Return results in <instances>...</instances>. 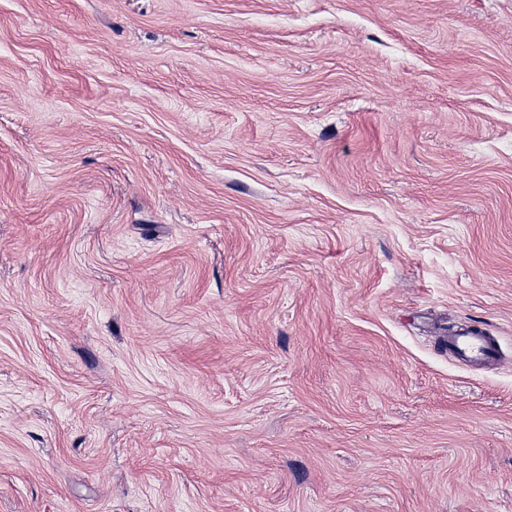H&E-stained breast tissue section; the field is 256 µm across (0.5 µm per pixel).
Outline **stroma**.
<instances>
[{
	"label": "stroma",
	"instance_id": "stroma-1",
	"mask_svg": "<svg viewBox=\"0 0 512 512\" xmlns=\"http://www.w3.org/2000/svg\"><path fill=\"white\" fill-rule=\"evenodd\" d=\"M0 512H512V0H0ZM441 345L454 359L468 365L486 366L499 359L495 338L477 328L464 329L446 337Z\"/></svg>",
	"mask_w": 512,
	"mask_h": 512
}]
</instances>
